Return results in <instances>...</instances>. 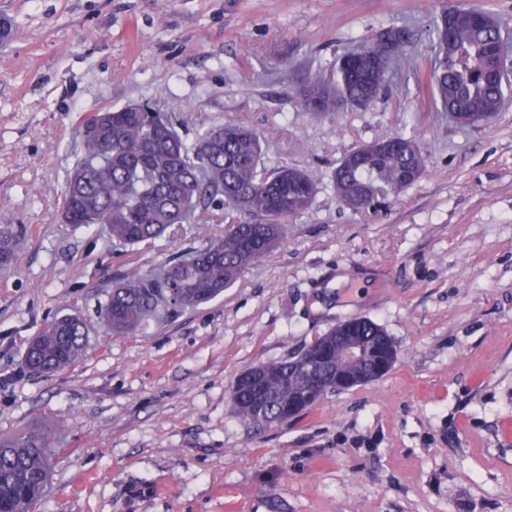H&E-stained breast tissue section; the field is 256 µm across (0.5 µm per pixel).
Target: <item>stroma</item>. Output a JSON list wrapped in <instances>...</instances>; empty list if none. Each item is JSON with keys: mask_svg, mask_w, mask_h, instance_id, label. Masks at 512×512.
I'll return each mask as SVG.
<instances>
[{"mask_svg": "<svg viewBox=\"0 0 512 512\" xmlns=\"http://www.w3.org/2000/svg\"><path fill=\"white\" fill-rule=\"evenodd\" d=\"M446 0H0V214L27 228L0 270V440L51 434L38 512H512V103L459 126L420 78ZM410 25L413 68L369 107L313 116L300 84L345 51ZM147 101L261 138L266 168L318 179L288 235L211 302L115 336L110 276L149 271L220 235L210 217L149 246L62 223L78 113ZM414 135L426 173L354 212L332 171L345 149ZM89 326L49 375L23 355L60 310ZM364 317L393 368L257 428L229 390Z\"/></svg>", "mask_w": 512, "mask_h": 512, "instance_id": "1", "label": "stroma"}]
</instances>
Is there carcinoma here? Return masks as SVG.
Returning <instances> with one entry per match:
<instances>
[{
  "instance_id": "1",
  "label": "carcinoma",
  "mask_w": 512,
  "mask_h": 512,
  "mask_svg": "<svg viewBox=\"0 0 512 512\" xmlns=\"http://www.w3.org/2000/svg\"><path fill=\"white\" fill-rule=\"evenodd\" d=\"M435 55L427 87L443 111L456 108L476 122L498 112L509 85L496 76V51L502 30L492 16L469 4L442 8L431 24ZM413 58L412 36L403 27L382 32L356 59L346 51L330 80L309 78L299 88L305 112L323 115L365 108L383 95L397 70ZM178 112H157L150 105L127 104L79 115L77 160L64 184L63 212L76 226H105L112 242L149 244L182 224L208 213L225 225L224 234L186 254H174L144 273L131 268L112 281L102 309L105 330L116 336L145 330L154 317L174 318L224 293L253 263L283 239L288 220L304 213L317 192L316 178L295 167L266 170L262 144L248 128L226 122L202 129L192 141L180 133ZM425 173V159L411 136L354 147L333 173L339 203L364 211L398 197ZM23 226L0 216V268L13 266ZM349 330L368 351L361 364L345 359L336 337ZM85 324L63 314L28 345L25 367L39 373L64 369L79 356ZM325 349L321 372L301 376L314 347L288 360L260 364L254 383L231 385L237 417L267 426L312 409L336 381L360 372L369 376L374 360L393 342L368 318L340 322L318 337ZM48 435H24L0 443V512H35L48 483Z\"/></svg>"
}]
</instances>
